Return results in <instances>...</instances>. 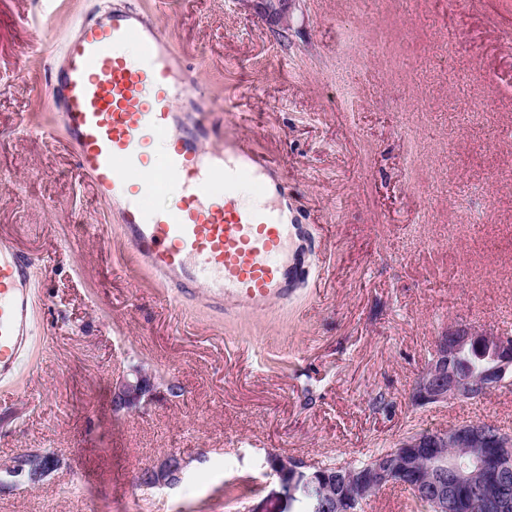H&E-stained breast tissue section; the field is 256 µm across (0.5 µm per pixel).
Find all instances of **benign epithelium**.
<instances>
[{"label":"benign epithelium","instance_id":"obj_1","mask_svg":"<svg viewBox=\"0 0 512 512\" xmlns=\"http://www.w3.org/2000/svg\"><path fill=\"white\" fill-rule=\"evenodd\" d=\"M476 346L487 353V365L479 373L458 369L462 352ZM512 382V337L478 332L466 325L446 330L437 338L427 369L414 388L419 405L446 404L451 400L478 399ZM154 381L145 374H123L112 383V409L139 408L151 397ZM512 436L490 420L457 424L433 434L411 432L402 437L389 454L373 459L363 470L353 471L343 462L330 475L316 467L305 475V463L280 457L271 470L288 489V496L309 497L311 512H357L363 503L407 473L423 471L429 478L427 492L433 512H450L458 507V492L470 485L469 465L448 455L449 448H465L471 462L486 459L491 448H509ZM59 460L51 453L34 449L6 466L12 483L34 484L57 469ZM185 460L169 455L145 469L139 481L146 487L172 488L182 480Z\"/></svg>","mask_w":512,"mask_h":512}]
</instances>
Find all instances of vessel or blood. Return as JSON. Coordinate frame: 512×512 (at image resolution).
Segmentation results:
<instances>
[{
	"instance_id": "1",
	"label": "vessel or blood",
	"mask_w": 512,
	"mask_h": 512,
	"mask_svg": "<svg viewBox=\"0 0 512 512\" xmlns=\"http://www.w3.org/2000/svg\"><path fill=\"white\" fill-rule=\"evenodd\" d=\"M49 83L58 123L37 134L65 131L125 246L173 303L234 319L293 300L309 276L308 233L283 221L288 190L272 178L275 163L223 133L206 88L187 76L155 21L114 9L82 23ZM212 140L220 150L206 151ZM152 143L162 145L164 164L148 177ZM246 184L261 203L241 202ZM162 196L169 204L155 205ZM32 276V259L1 237L0 380L17 371L34 340Z\"/></svg>"
}]
</instances>
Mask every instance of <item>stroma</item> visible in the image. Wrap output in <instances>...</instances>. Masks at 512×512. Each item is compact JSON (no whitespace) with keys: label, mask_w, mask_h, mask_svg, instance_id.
Listing matches in <instances>:
<instances>
[{"label":"stroma","mask_w":512,"mask_h":512,"mask_svg":"<svg viewBox=\"0 0 512 512\" xmlns=\"http://www.w3.org/2000/svg\"><path fill=\"white\" fill-rule=\"evenodd\" d=\"M153 17L221 122L279 162L313 288L225 321L176 307L135 263L50 120L48 69L103 0H0V234L34 260L35 338L0 381V469L62 466L0 488V512H298L278 453L353 463L406 433L477 420L512 433V385L413 402L437 336H512V0H112ZM157 389L112 409L132 369ZM170 453L172 488L139 486ZM248 483L226 497L228 484ZM58 466L59 460L53 454L34 449L16 457L5 469L8 471V476L12 478V483L34 484Z\"/></svg>","instance_id":"1"}]
</instances>
